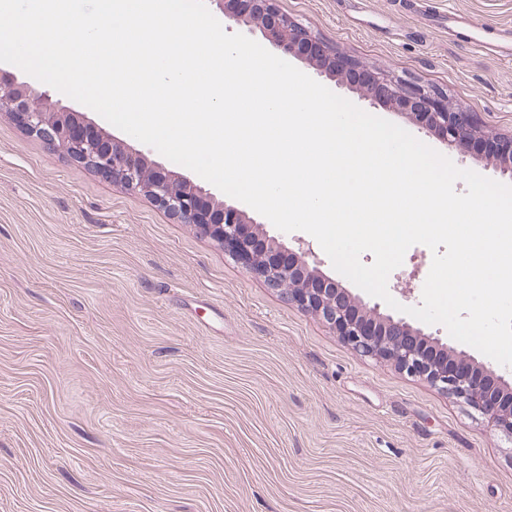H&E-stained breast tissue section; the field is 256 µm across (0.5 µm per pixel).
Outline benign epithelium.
Wrapping results in <instances>:
<instances>
[{"mask_svg": "<svg viewBox=\"0 0 512 512\" xmlns=\"http://www.w3.org/2000/svg\"><path fill=\"white\" fill-rule=\"evenodd\" d=\"M224 12L230 29L253 24L283 56L314 62L322 71L373 105H384L414 118L420 129L459 150L494 146L496 170L512 176V134L496 135L477 126L473 112L448 95L389 74L375 73L360 82V64L332 52L275 7V0H243V9L224 10V0H211ZM0 112L50 148L91 167L125 190L149 197L198 235L219 243L224 252L278 290L288 302L321 319L361 356L395 365L476 412L487 428L512 440V386L495 384L492 372L477 361L459 358L436 337L402 318L350 298L335 280L309 263L307 253L288 248L246 214L185 178L112 140L107 131L78 112L53 103L45 92L18 82L0 67Z\"/></svg>", "mask_w": 512, "mask_h": 512, "instance_id": "benign-epithelium-1", "label": "benign epithelium"}]
</instances>
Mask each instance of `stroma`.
Masks as SVG:
<instances>
[{
  "label": "stroma",
  "mask_w": 512,
  "mask_h": 512,
  "mask_svg": "<svg viewBox=\"0 0 512 512\" xmlns=\"http://www.w3.org/2000/svg\"><path fill=\"white\" fill-rule=\"evenodd\" d=\"M276 6L512 134V63L443 22L512 38V0ZM296 66L445 150L402 112ZM279 238L376 303L311 235ZM432 259L408 249L388 278L396 301L420 305ZM0 512H512V444L0 113Z\"/></svg>",
  "instance_id": "obj_1"
}]
</instances>
